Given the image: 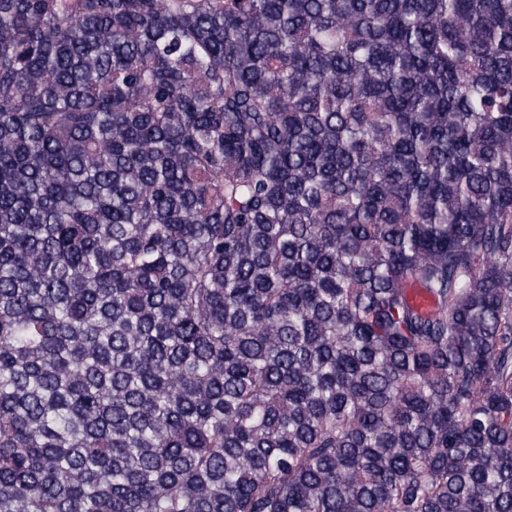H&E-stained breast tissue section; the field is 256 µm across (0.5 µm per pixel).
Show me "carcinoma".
Wrapping results in <instances>:
<instances>
[{
    "label": "carcinoma",
    "mask_w": 512,
    "mask_h": 512,
    "mask_svg": "<svg viewBox=\"0 0 512 512\" xmlns=\"http://www.w3.org/2000/svg\"><path fill=\"white\" fill-rule=\"evenodd\" d=\"M0 512H512V0H0Z\"/></svg>",
    "instance_id": "obj_1"
}]
</instances>
